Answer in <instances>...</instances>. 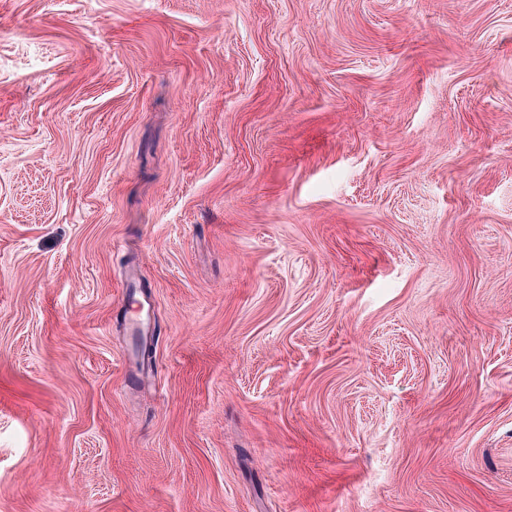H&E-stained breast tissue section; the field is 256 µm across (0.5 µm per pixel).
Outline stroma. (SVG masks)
I'll use <instances>...</instances> for the list:
<instances>
[{
    "mask_svg": "<svg viewBox=\"0 0 512 512\" xmlns=\"http://www.w3.org/2000/svg\"><path fill=\"white\" fill-rule=\"evenodd\" d=\"M0 512H512V0H0ZM122 288L129 300H134L138 304L137 311L135 312V318H132L129 321V329L133 335H138L141 340L148 341L154 336V327L143 317L145 305H148V303L137 299L138 293L135 283L131 277L126 280L122 285Z\"/></svg>",
    "mask_w": 512,
    "mask_h": 512,
    "instance_id": "1",
    "label": "stroma"
}]
</instances>
